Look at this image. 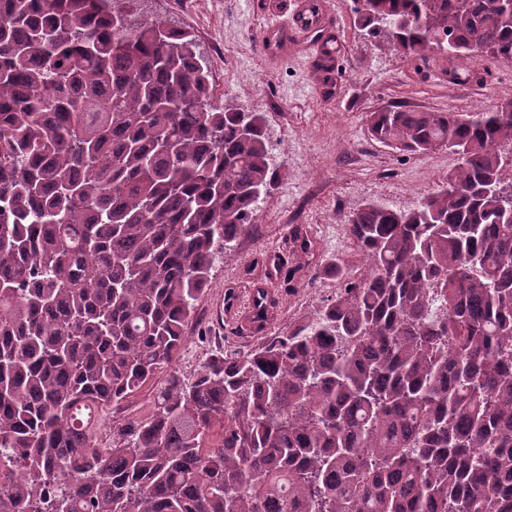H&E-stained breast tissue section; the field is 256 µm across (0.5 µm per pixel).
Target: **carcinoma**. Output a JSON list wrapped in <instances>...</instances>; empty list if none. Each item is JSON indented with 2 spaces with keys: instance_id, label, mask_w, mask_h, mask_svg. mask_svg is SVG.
I'll use <instances>...</instances> for the list:
<instances>
[{
  "instance_id": "1",
  "label": "carcinoma",
  "mask_w": 512,
  "mask_h": 512,
  "mask_svg": "<svg viewBox=\"0 0 512 512\" xmlns=\"http://www.w3.org/2000/svg\"><path fill=\"white\" fill-rule=\"evenodd\" d=\"M140 0H0V512H512V100L366 115L463 150L407 209L343 217L363 271L283 336L173 370L216 258L281 176ZM448 73L512 60V0H352ZM313 240L288 236L302 271ZM169 371L149 415L102 416Z\"/></svg>"
}]
</instances>
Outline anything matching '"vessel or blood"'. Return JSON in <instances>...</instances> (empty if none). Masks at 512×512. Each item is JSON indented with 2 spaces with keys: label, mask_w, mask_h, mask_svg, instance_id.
I'll return each mask as SVG.
<instances>
[{
  "label": "vessel or blood",
  "mask_w": 512,
  "mask_h": 512,
  "mask_svg": "<svg viewBox=\"0 0 512 512\" xmlns=\"http://www.w3.org/2000/svg\"><path fill=\"white\" fill-rule=\"evenodd\" d=\"M287 17L273 20L261 39L265 50L287 57L289 51L302 49L311 70L323 72L335 59V29L326 17L324 0H288Z\"/></svg>",
  "instance_id": "obj_1"
}]
</instances>
